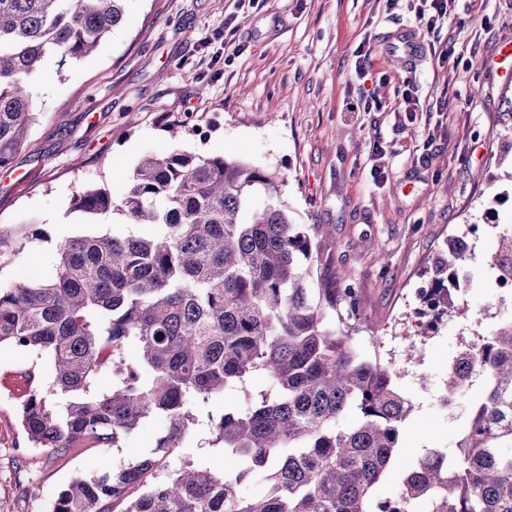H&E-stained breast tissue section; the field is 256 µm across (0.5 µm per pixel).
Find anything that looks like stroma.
Wrapping results in <instances>:
<instances>
[{"label":"stroma","instance_id":"35a3bbf8","mask_svg":"<svg viewBox=\"0 0 512 512\" xmlns=\"http://www.w3.org/2000/svg\"><path fill=\"white\" fill-rule=\"evenodd\" d=\"M417 0H127L124 20L92 55L43 63L31 82L39 111L30 146L0 169V227L22 229L0 263V286L45 279L59 245L80 235L148 236L122 211L74 210L82 186L120 200L139 160L173 149L225 156L285 174L281 197L299 224L335 227V264L356 290L331 324L356 350L389 364L414 410L405 459L451 447L463 425L440 407L461 344L490 333L512 299L488 287L496 229L512 225V80L496 48L512 30V0H453L445 23L420 25ZM242 47L224 52V19ZM415 27L421 57L387 49L390 31ZM371 67H356L359 47ZM454 49L446 61V49ZM414 111H407L408 100ZM474 248L458 293L468 322L424 315L428 270L449 236ZM50 366L0 348V512H46L74 479L127 465L167 430L150 418L118 448L53 457L31 447L19 420L24 371Z\"/></svg>","mask_w":512,"mask_h":512}]
</instances>
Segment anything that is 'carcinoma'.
<instances>
[{"label":"carcinoma","instance_id":"1","mask_svg":"<svg viewBox=\"0 0 512 512\" xmlns=\"http://www.w3.org/2000/svg\"><path fill=\"white\" fill-rule=\"evenodd\" d=\"M127 0H0V168L29 145L36 105L30 78L42 61L95 53L123 20ZM283 177L226 157L173 151L135 168L120 204L85 186L73 209L118 206L147 237L82 235L59 246L48 277L0 287V346L49 358L42 386L27 373L20 421L50 454L119 448L141 422L167 432L137 463L74 480L47 512H512V315L448 365L443 401L466 415L454 451L401 467L399 491L375 493L399 464L400 427L413 411L391 369L362 357L330 316L355 303L334 262L332 233L297 224L281 201ZM252 221L239 222L242 209ZM19 249L0 228V259ZM465 253L448 240L426 296L434 316L463 314ZM489 283L512 280V226L497 232ZM138 357L130 363L125 351ZM109 371L112 386L96 387ZM265 376L270 388L254 391ZM478 402L467 399L475 379ZM244 407L204 412L215 393ZM206 414L222 472L167 458ZM258 475L261 497L239 485Z\"/></svg>","mask_w":512,"mask_h":512}]
</instances>
